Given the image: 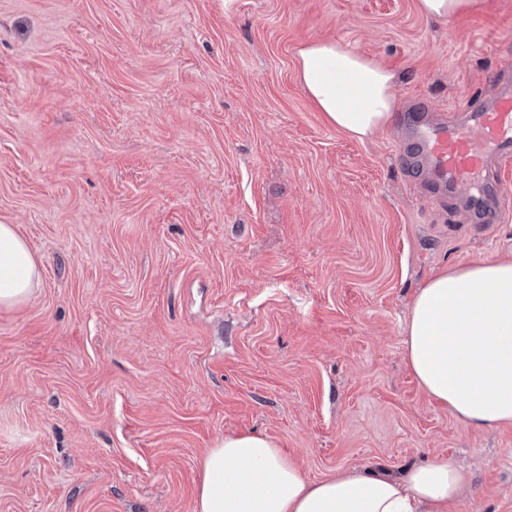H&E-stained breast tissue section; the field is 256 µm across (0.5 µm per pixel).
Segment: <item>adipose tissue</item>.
<instances>
[{
  "mask_svg": "<svg viewBox=\"0 0 512 512\" xmlns=\"http://www.w3.org/2000/svg\"><path fill=\"white\" fill-rule=\"evenodd\" d=\"M301 86L327 122L365 140L397 108L398 73L340 41L298 51ZM37 261L11 224H0V307L27 303ZM404 359L422 390L465 428L512 425V260L436 271L418 288L402 331ZM194 512H452L468 484L444 456L401 475L352 468L307 480L269 437L229 435L203 455Z\"/></svg>",
  "mask_w": 512,
  "mask_h": 512,
  "instance_id": "obj_1",
  "label": "adipose tissue"
}]
</instances>
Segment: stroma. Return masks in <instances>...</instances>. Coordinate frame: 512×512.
<instances>
[{"instance_id":"1","label":"stroma","mask_w":512,"mask_h":512,"mask_svg":"<svg viewBox=\"0 0 512 512\" xmlns=\"http://www.w3.org/2000/svg\"><path fill=\"white\" fill-rule=\"evenodd\" d=\"M312 39L450 120L512 59V0H0V224L40 268L0 308V512H193L250 431L312 481L444 454L456 512H512V426L460 425L402 348L434 270L512 260V174L490 229L428 197L401 120L361 142L313 106ZM489 5V0H418L419 10L425 17L443 21L484 10Z\"/></svg>"}]
</instances>
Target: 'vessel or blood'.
<instances>
[{
	"instance_id": "vessel-or-blood-1",
	"label": "vessel or blood",
	"mask_w": 512,
	"mask_h": 512,
	"mask_svg": "<svg viewBox=\"0 0 512 512\" xmlns=\"http://www.w3.org/2000/svg\"><path fill=\"white\" fill-rule=\"evenodd\" d=\"M492 87L490 99L458 120L429 125L413 116L402 160L434 192L450 194L463 187L486 204L501 195L502 180L490 176L488 166H512V82L500 73Z\"/></svg>"
}]
</instances>
